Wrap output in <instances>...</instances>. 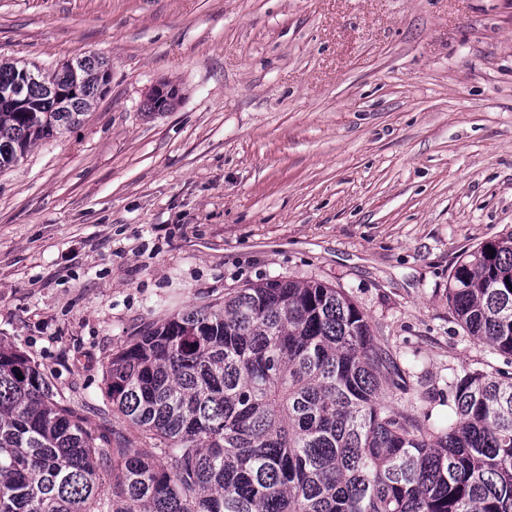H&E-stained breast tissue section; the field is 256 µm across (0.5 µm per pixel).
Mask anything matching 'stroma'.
I'll return each instance as SVG.
<instances>
[{"label":"stroma","instance_id":"35a3bbf8","mask_svg":"<svg viewBox=\"0 0 512 512\" xmlns=\"http://www.w3.org/2000/svg\"><path fill=\"white\" fill-rule=\"evenodd\" d=\"M82 53L106 92L0 172V342L89 428L127 429L130 337L274 278L342 289L431 422L450 375L507 370L448 274L512 235V0H0V59Z\"/></svg>","mask_w":512,"mask_h":512}]
</instances>
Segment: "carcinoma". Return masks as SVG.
<instances>
[{
  "label": "carcinoma",
  "mask_w": 512,
  "mask_h": 512,
  "mask_svg": "<svg viewBox=\"0 0 512 512\" xmlns=\"http://www.w3.org/2000/svg\"><path fill=\"white\" fill-rule=\"evenodd\" d=\"M109 63L0 60V171L83 120ZM494 252H488V249ZM474 340L512 358V236L448 274ZM23 379H18L16 374ZM106 396L166 459L93 431L23 352L0 343V512H512V373L448 379V422L424 424L366 314L322 283L272 279L131 338Z\"/></svg>",
  "instance_id": "carcinoma-1"
}]
</instances>
